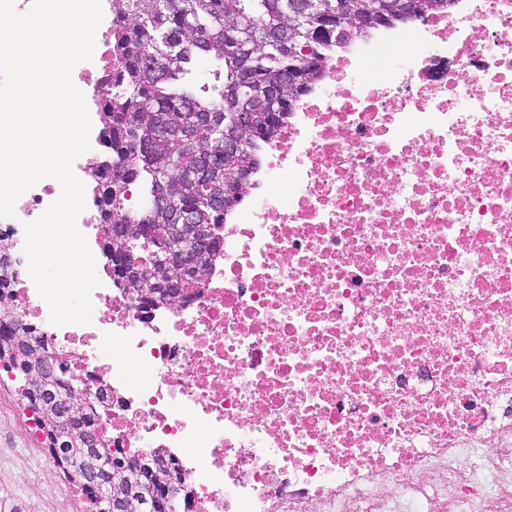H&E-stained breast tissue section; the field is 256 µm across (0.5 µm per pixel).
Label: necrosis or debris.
Wrapping results in <instances>:
<instances>
[{
	"instance_id": "1",
	"label": "necrosis or debris",
	"mask_w": 512,
	"mask_h": 512,
	"mask_svg": "<svg viewBox=\"0 0 512 512\" xmlns=\"http://www.w3.org/2000/svg\"><path fill=\"white\" fill-rule=\"evenodd\" d=\"M103 17L80 90L112 79ZM183 306L101 273L56 326L27 265L13 308L113 447L163 450L193 512H512V0L381 24L326 53ZM47 177L0 218L61 195Z\"/></svg>"
}]
</instances>
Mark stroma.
<instances>
[{"label":"stroma","instance_id":"35a3bbf8","mask_svg":"<svg viewBox=\"0 0 512 512\" xmlns=\"http://www.w3.org/2000/svg\"><path fill=\"white\" fill-rule=\"evenodd\" d=\"M16 386L13 373L0 365V512H89L86 497L42 446Z\"/></svg>","mask_w":512,"mask_h":512}]
</instances>
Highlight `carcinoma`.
I'll use <instances>...</instances> for the list:
<instances>
[{
	"mask_svg": "<svg viewBox=\"0 0 512 512\" xmlns=\"http://www.w3.org/2000/svg\"><path fill=\"white\" fill-rule=\"evenodd\" d=\"M354 15H368L381 23V8L400 0H350ZM112 52L122 71V84L99 90V116L109 128L112 165L96 166L95 190L104 205V241L120 237L119 251L130 261L142 257L148 245V266H161L166 251L154 240L124 232L132 224H152L160 231L186 214L194 224H218L227 205L237 197L217 198L224 180L247 173L255 163L258 141L273 136L287 113L253 85L241 81V71L254 68L260 83L288 87V109H293L306 87L288 79L299 65L290 57L289 45L307 47L310 55L325 61L323 49L366 30L349 20L332 41L310 37L311 22L288 15L286 0H112ZM259 112L264 116L254 134L246 135L241 153L224 158V124L217 113ZM140 182L149 206L140 212L122 207L128 186ZM170 197L169 210L156 206L158 195ZM148 304H169V288L145 285ZM16 351L10 359L26 385L36 368L33 347H45L44 339L23 327L19 316L0 318V344ZM40 400L25 389L20 396L26 408L68 406L72 422L89 431L97 429L87 413L88 402L79 390L59 382L57 368L40 378ZM69 455L65 478L81 489L83 474L94 463L124 472V478L103 488L100 496H88L93 512H108L107 502L136 487L149 502L159 488L178 479V470L155 452L148 465L137 456L120 455L111 447L89 450L66 446ZM185 490L167 496L163 512H184Z\"/></svg>",
	"mask_w": 512,
	"mask_h": 512,
	"instance_id": "obj_1",
	"label": "carcinoma"
}]
</instances>
